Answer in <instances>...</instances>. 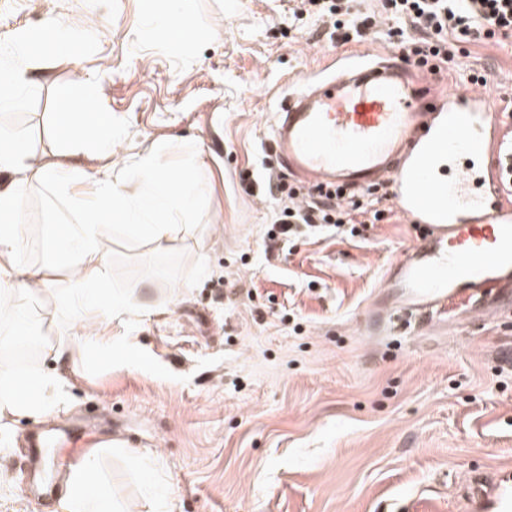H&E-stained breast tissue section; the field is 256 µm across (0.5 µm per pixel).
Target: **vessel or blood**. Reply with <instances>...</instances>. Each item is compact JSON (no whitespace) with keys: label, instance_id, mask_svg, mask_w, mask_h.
<instances>
[{"label":"vessel or blood","instance_id":"vessel-or-blood-1","mask_svg":"<svg viewBox=\"0 0 512 512\" xmlns=\"http://www.w3.org/2000/svg\"><path fill=\"white\" fill-rule=\"evenodd\" d=\"M512 114L480 89L431 93L423 73L392 60L337 63L289 93L275 110L279 163L309 186L390 187L398 211L422 224L398 258L372 324L441 322L450 303L468 317L512 309ZM53 443L31 437L23 455L31 484L52 493L42 467ZM480 512H512V473L477 481Z\"/></svg>","mask_w":512,"mask_h":512}]
</instances>
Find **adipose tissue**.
<instances>
[{
  "instance_id": "adipose-tissue-1",
  "label": "adipose tissue",
  "mask_w": 512,
  "mask_h": 512,
  "mask_svg": "<svg viewBox=\"0 0 512 512\" xmlns=\"http://www.w3.org/2000/svg\"><path fill=\"white\" fill-rule=\"evenodd\" d=\"M63 34V24L49 18L37 32L21 33L9 40L0 50V79L18 82L19 64L28 56L34 41L57 44ZM24 161V155L14 145L0 144V314L4 316L14 314L18 297L36 292L44 280L43 274L28 264L19 227L11 220L25 196ZM136 171L137 180L132 184L113 180L102 168L88 173L78 162L69 165L66 175L91 179V205L97 211L132 214L137 219V234L158 243L166 241L177 223L193 213V200L183 193L182 178L163 172L157 153L139 155ZM102 230V225L84 221L65 237L67 250L77 256L71 311L88 333L99 320L120 313L123 308L121 299H111L104 305L88 290L104 270V256L97 247ZM96 465V457L89 453L70 467L60 512H112L114 492L110 485L94 481Z\"/></svg>"
}]
</instances>
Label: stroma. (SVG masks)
<instances>
[{"label": "stroma", "mask_w": 512, "mask_h": 512, "mask_svg": "<svg viewBox=\"0 0 512 512\" xmlns=\"http://www.w3.org/2000/svg\"><path fill=\"white\" fill-rule=\"evenodd\" d=\"M140 2L0 0V46L53 17L72 48L31 52L37 83L0 109V140L29 164L13 220L29 263L50 275L18 302L46 339L15 370L66 380L42 412L0 422V512H49L19 457L35 431L72 436L53 450L59 490L96 451L117 512H465L472 475L512 471V363L499 359L512 318L366 334L386 273L421 234L389 198L356 236L267 240L279 201L265 177L296 182L275 162L271 114L293 81L336 58L404 63L382 0H355L378 23L346 43L330 41L329 20L305 0H190L176 53ZM456 62L433 82L456 89L461 72L483 69L487 92L512 108V38L464 44ZM89 84L99 114L79 142L62 140L57 88ZM112 128L114 179L134 181L138 155L158 151L165 170L191 167L198 208L160 245L110 225L96 288L125 310L57 358V337L81 330L69 315L74 259L49 241L85 213L89 187L52 174ZM99 338L111 361L97 356Z\"/></svg>", "instance_id": "1"}]
</instances>
